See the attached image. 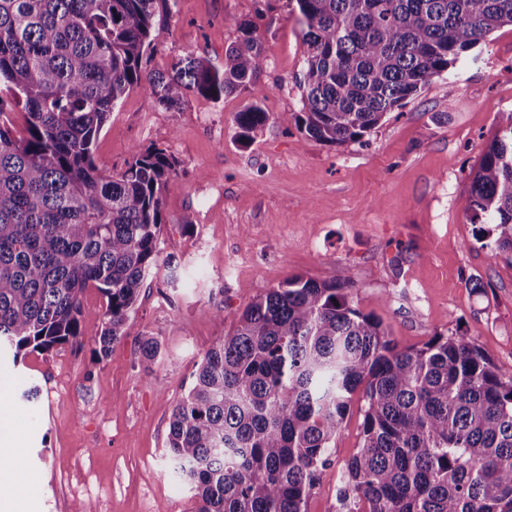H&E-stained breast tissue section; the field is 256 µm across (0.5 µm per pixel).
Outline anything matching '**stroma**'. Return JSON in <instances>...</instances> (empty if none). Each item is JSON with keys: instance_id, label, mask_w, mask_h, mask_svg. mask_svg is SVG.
Segmentation results:
<instances>
[{"instance_id": "obj_1", "label": "stroma", "mask_w": 512, "mask_h": 512, "mask_svg": "<svg viewBox=\"0 0 512 512\" xmlns=\"http://www.w3.org/2000/svg\"><path fill=\"white\" fill-rule=\"evenodd\" d=\"M148 67L193 52L214 65L236 38L225 18L254 21L268 64L255 85L267 122L239 142L232 94L168 112L142 91L113 110L94 149L104 172L156 147L179 163L164 195L160 263L107 358L93 353L106 300L84 291L79 342L0 355V410L16 432L6 449L21 512H195L165 455L170 415L194 365L231 331L251 298L292 276H349L353 301L379 316L399 347L442 333L512 368V256H492L465 204L470 174L512 111V26L476 47V62L433 79L363 142L325 145L291 118L305 47L287 0H170ZM192 226H185V217ZM157 337L145 365L139 340ZM40 389L22 406L24 387ZM362 392L352 396L306 512H342L346 466L360 446Z\"/></svg>"}]
</instances>
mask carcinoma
Masks as SVG:
<instances>
[{
	"label": "carcinoma",
	"mask_w": 512,
	"mask_h": 512,
	"mask_svg": "<svg viewBox=\"0 0 512 512\" xmlns=\"http://www.w3.org/2000/svg\"><path fill=\"white\" fill-rule=\"evenodd\" d=\"M168 2L0 0V348L16 358L79 339L89 287L106 299L94 352L107 357L158 266L178 162L146 148L120 173L98 169L93 148L119 102L139 89L177 112L192 95L251 94L266 69L255 25L234 17L224 67L188 52L148 69ZM289 2L306 46L291 118L328 145L360 141L512 26V0ZM267 120L248 102L234 117L239 139ZM465 212L493 226L495 254H512V112L470 173ZM353 288L348 277H290L253 297L196 364L166 442L196 512H305L360 387L346 512H512V371L462 336L398 348ZM139 349L153 362L160 342L144 336Z\"/></svg>",
	"instance_id": "cac0c4a2"
}]
</instances>
